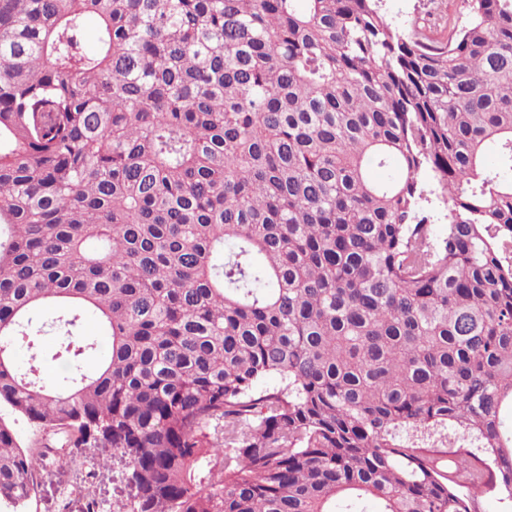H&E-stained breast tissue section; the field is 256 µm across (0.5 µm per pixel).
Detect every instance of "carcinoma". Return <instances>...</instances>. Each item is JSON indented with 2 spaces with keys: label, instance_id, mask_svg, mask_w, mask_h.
Instances as JSON below:
<instances>
[{
  "label": "carcinoma",
  "instance_id": "1",
  "mask_svg": "<svg viewBox=\"0 0 512 512\" xmlns=\"http://www.w3.org/2000/svg\"><path fill=\"white\" fill-rule=\"evenodd\" d=\"M465 2L434 37L376 0H0V404L60 445L0 418L4 512L88 448L127 512L512 496V178L483 163L512 170V0ZM0 414L17 434L23 449L37 452L41 448L42 443L49 438L48 433L36 424L31 423L26 418L16 413L6 405H1Z\"/></svg>",
  "mask_w": 512,
  "mask_h": 512
}]
</instances>
